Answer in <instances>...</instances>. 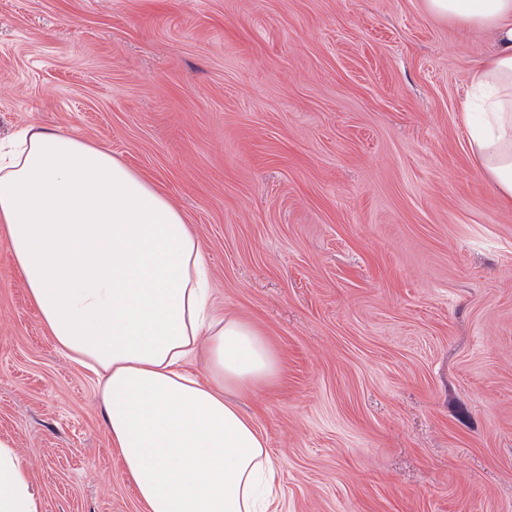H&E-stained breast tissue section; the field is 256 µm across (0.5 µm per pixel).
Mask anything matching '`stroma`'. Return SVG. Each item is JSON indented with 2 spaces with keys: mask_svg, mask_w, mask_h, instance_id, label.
Segmentation results:
<instances>
[{
  "mask_svg": "<svg viewBox=\"0 0 512 512\" xmlns=\"http://www.w3.org/2000/svg\"><path fill=\"white\" fill-rule=\"evenodd\" d=\"M492 47L424 0H0V141L153 181L275 351L237 401L283 512H512V209L466 124ZM0 437L42 512H143L1 238Z\"/></svg>",
  "mask_w": 512,
  "mask_h": 512,
  "instance_id": "stroma-1",
  "label": "stroma"
}]
</instances>
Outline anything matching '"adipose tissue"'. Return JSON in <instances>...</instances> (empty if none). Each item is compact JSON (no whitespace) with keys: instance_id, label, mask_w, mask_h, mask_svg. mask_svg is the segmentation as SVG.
<instances>
[{"instance_id":"ef3b65f1","label":"adipose tissue","mask_w":512,"mask_h":512,"mask_svg":"<svg viewBox=\"0 0 512 512\" xmlns=\"http://www.w3.org/2000/svg\"><path fill=\"white\" fill-rule=\"evenodd\" d=\"M492 31L473 73L490 117L469 145L512 208V0H425ZM0 237L56 344L93 371L112 445L144 512H282L253 419L225 399L267 383L278 359L251 323L217 314L204 250L184 213L111 151L31 125L0 154ZM206 350L205 376L190 371ZM0 512H41L0 439Z\"/></svg>"}]
</instances>
